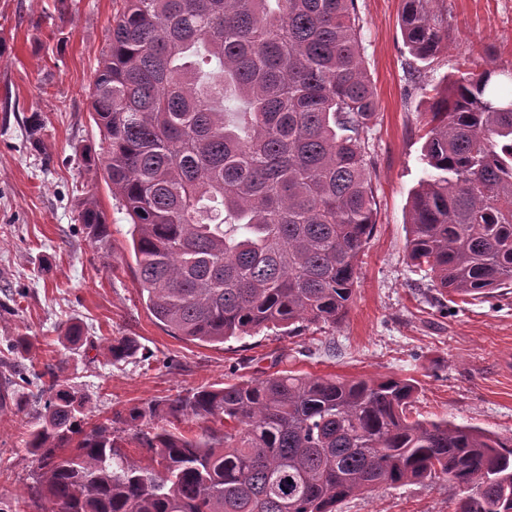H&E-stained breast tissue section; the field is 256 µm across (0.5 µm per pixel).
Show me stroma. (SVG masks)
Instances as JSON below:
<instances>
[{
	"label": "stroma",
	"instance_id": "1",
	"mask_svg": "<svg viewBox=\"0 0 512 512\" xmlns=\"http://www.w3.org/2000/svg\"><path fill=\"white\" fill-rule=\"evenodd\" d=\"M402 0H355L363 65L377 111L365 139L376 222L345 319L300 335L275 327L210 344L174 335L147 310L135 277L128 217L99 165L100 130L90 86L108 49L115 0H0V291L23 289L0 317V356L17 336L41 372L64 363L63 380L86 398L95 424L203 387L288 370L346 379L411 377L413 418L448 420L512 436V288L450 301L407 257L409 197L426 175L422 137L431 100L420 83L458 71L512 67V0H436L448 24L440 53L413 58L401 35ZM420 80H413V70ZM94 197L108 218L107 250L78 220ZM81 325L86 343L63 340ZM128 337L139 355L108 362L100 347ZM42 403L0 413V498L24 499L36 466L26 450ZM459 494L436 480L383 487L347 499L341 512H453Z\"/></svg>",
	"mask_w": 512,
	"mask_h": 512
}]
</instances>
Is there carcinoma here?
Here are the masks:
<instances>
[{"label":"carcinoma","mask_w":512,"mask_h":512,"mask_svg":"<svg viewBox=\"0 0 512 512\" xmlns=\"http://www.w3.org/2000/svg\"><path fill=\"white\" fill-rule=\"evenodd\" d=\"M90 98L98 158L130 219L136 280L174 334L222 343L263 328L347 315L375 225L364 133L377 103L362 66L354 0H118ZM434 0H403L417 60L448 38ZM234 98V112L224 102ZM512 69L463 73L433 96L410 197L409 259L442 295L512 286ZM108 245L96 201L78 212ZM14 338L0 358L10 401L48 396L28 441L38 512H337L383 486L447 479L455 512H512V437L412 421V378L343 380L277 371L134 407L84 429L85 400L60 381L65 360L27 376ZM127 337L103 347L135 356ZM49 380H44V377ZM172 420L219 422L193 439ZM135 430L149 469L120 453Z\"/></svg>","instance_id":"obj_1"}]
</instances>
